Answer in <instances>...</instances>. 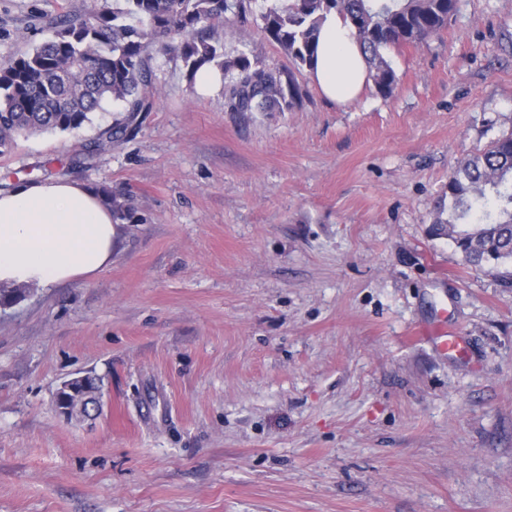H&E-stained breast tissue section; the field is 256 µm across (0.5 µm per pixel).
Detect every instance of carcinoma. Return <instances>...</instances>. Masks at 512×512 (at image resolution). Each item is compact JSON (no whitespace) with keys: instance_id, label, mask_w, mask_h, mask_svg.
<instances>
[{"instance_id":"carcinoma-1","label":"carcinoma","mask_w":512,"mask_h":512,"mask_svg":"<svg viewBox=\"0 0 512 512\" xmlns=\"http://www.w3.org/2000/svg\"><path fill=\"white\" fill-rule=\"evenodd\" d=\"M457 11L458 0H276L259 25L291 60L292 67L276 69L245 52L226 56L214 36L216 21L247 20L251 0H122L112 10L103 5L61 19L50 40L0 64V154L20 136L80 128L107 100L123 103L127 112L109 132L119 138L138 113L152 108V48L163 37L180 39L189 75L205 65L221 68L229 111L291 112L307 97L296 72L311 67L316 34L328 14L353 28L368 79L386 98L398 85L387 50L427 43ZM447 189L448 209H439L432 234L452 240L473 266L512 260V135L459 164Z\"/></svg>"}]
</instances>
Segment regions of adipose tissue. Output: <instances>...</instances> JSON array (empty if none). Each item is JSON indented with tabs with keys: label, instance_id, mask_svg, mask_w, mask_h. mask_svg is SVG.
Wrapping results in <instances>:
<instances>
[{
	"label": "adipose tissue",
	"instance_id": "ef3b65f1",
	"mask_svg": "<svg viewBox=\"0 0 512 512\" xmlns=\"http://www.w3.org/2000/svg\"><path fill=\"white\" fill-rule=\"evenodd\" d=\"M310 77L331 102L348 105L367 69L352 29L327 15ZM112 208L97 189L48 180L0 191V286L50 285L89 278L112 262Z\"/></svg>",
	"mask_w": 512,
	"mask_h": 512
}]
</instances>
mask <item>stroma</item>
<instances>
[{
  "instance_id": "1",
  "label": "stroma",
  "mask_w": 512,
  "mask_h": 512,
  "mask_svg": "<svg viewBox=\"0 0 512 512\" xmlns=\"http://www.w3.org/2000/svg\"><path fill=\"white\" fill-rule=\"evenodd\" d=\"M104 0H0V61ZM224 43L291 62L255 19ZM395 94L231 112L177 44L127 134L104 104L19 138L0 190L107 188L109 267L0 306V512H512V262L431 235L460 162L512 133V0L393 48ZM461 337L448 351L437 330ZM102 381L63 418L66 380Z\"/></svg>"
}]
</instances>
